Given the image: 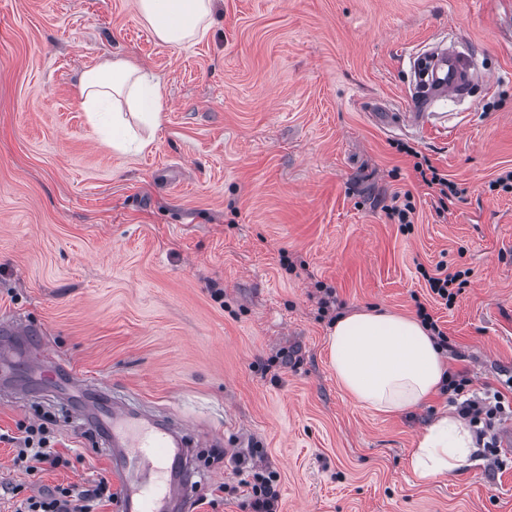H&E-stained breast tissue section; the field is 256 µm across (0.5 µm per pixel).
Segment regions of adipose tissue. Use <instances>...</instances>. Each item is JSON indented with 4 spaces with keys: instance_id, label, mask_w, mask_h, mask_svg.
I'll list each match as a JSON object with an SVG mask.
<instances>
[{
    "instance_id": "ef3b65f1",
    "label": "adipose tissue",
    "mask_w": 512,
    "mask_h": 512,
    "mask_svg": "<svg viewBox=\"0 0 512 512\" xmlns=\"http://www.w3.org/2000/svg\"><path fill=\"white\" fill-rule=\"evenodd\" d=\"M155 38L170 47L208 30L214 0H135ZM80 104L90 119L112 114V148H145L130 124L159 127L166 110L158 76L128 58L105 60L81 73ZM329 365L342 388L361 406L382 414L423 404L440 388L443 355L420 321L390 312L362 311L339 318L327 338ZM472 431L452 412L439 415L419 435L410 455L416 483L428 484L469 465Z\"/></svg>"
}]
</instances>
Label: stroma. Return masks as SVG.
<instances>
[{
    "mask_svg": "<svg viewBox=\"0 0 512 512\" xmlns=\"http://www.w3.org/2000/svg\"><path fill=\"white\" fill-rule=\"evenodd\" d=\"M438 43L479 83L427 124L404 111L409 54ZM131 57L164 87L161 125L118 153L77 97L79 75ZM409 145L464 190L437 215ZM512 0H217L207 35L158 43L133 0H0V319L27 316L84 376L194 427L193 512H249L227 459L250 448L278 475L277 512H512V468L480 456L416 484L434 394L382 414L328 364L336 312L416 317L448 336L474 391L512 372ZM410 191L411 226L387 219ZM467 272L452 306L424 272ZM286 353V363L275 362ZM0 373V433L52 417L69 467L28 475L0 442V512L91 486L111 462L71 405L40 399L26 352Z\"/></svg>",
    "mask_w": 512,
    "mask_h": 512,
    "instance_id": "35a3bbf8",
    "label": "stroma"
}]
</instances>
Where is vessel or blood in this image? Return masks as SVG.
Listing matches in <instances>:
<instances>
[{
  "mask_svg": "<svg viewBox=\"0 0 512 512\" xmlns=\"http://www.w3.org/2000/svg\"><path fill=\"white\" fill-rule=\"evenodd\" d=\"M409 59L413 67L425 63L430 68L428 90L408 96L407 117L412 122H426L437 102L468 94L471 61L466 54L443 51L429 55L416 50ZM33 368L73 382L80 425L113 459L112 472L120 486L117 512H173L177 507L188 512L191 495L186 451L171 427L119 405L111 390L100 384L77 386L73 367L46 352H38Z\"/></svg>",
  "mask_w": 512,
  "mask_h": 512,
  "instance_id": "vessel-or-blood-1",
  "label": "vessel or blood"
}]
</instances>
